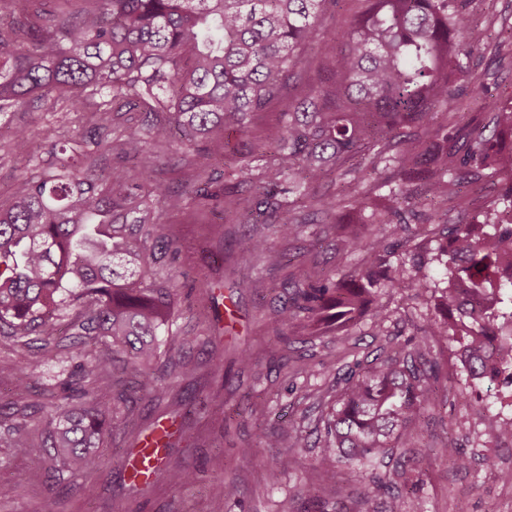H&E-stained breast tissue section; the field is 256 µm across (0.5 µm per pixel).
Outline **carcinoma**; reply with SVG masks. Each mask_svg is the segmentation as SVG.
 I'll list each match as a JSON object with an SVG mask.
<instances>
[{
    "label": "carcinoma",
    "instance_id": "cac0c4a2",
    "mask_svg": "<svg viewBox=\"0 0 512 512\" xmlns=\"http://www.w3.org/2000/svg\"><path fill=\"white\" fill-rule=\"evenodd\" d=\"M342 0H0V115L30 116L10 131L9 148L47 145L37 172L21 179L11 203L0 205V333L15 340L20 358L0 365V382L21 396L37 350L67 370L58 385L68 396L45 407L41 438L33 436L27 406L0 404V433L15 454L47 459L60 482L94 468L117 415L132 416L134 394L164 398L173 374H187L185 346L196 336H173L171 372L157 371V337L174 311L173 268L179 252L171 227L152 201L185 208L157 179L174 142L191 149L187 165L205 187L194 201L211 213H235L252 231L237 240L244 263L291 264L274 255L263 227L298 238L320 215L337 226L340 242L362 252L352 274H329L300 261L288 302L273 318L277 339L286 329L347 327L370 316L382 333L391 312L377 304L379 287L429 297L438 312L401 347L399 357L375 359L350 374L327 415L316 468L320 481L305 500L328 504V486L346 463H373L394 453L407 429L421 426L435 401V365L422 362L429 340L458 344L456 355L473 380L512 385V102L467 81L464 60L475 51L470 0H365L347 27L322 20ZM320 42L341 48L313 81L299 71L303 48ZM470 96L487 110L462 124L457 103ZM282 104L280 122L235 157L229 182L209 190L215 163L227 156L217 128L248 127ZM79 112L96 145L117 161L97 169L82 137L40 127L44 112ZM144 114L141 124L112 139L114 117ZM490 180L504 190L484 212L447 228L449 243L419 227L435 223L436 206ZM348 184L341 192L322 185ZM357 213L389 234L365 238L343 226ZM415 243L412 268L393 261L395 248ZM448 285L430 289L433 263ZM72 327L71 351L58 357L34 336ZM92 336L112 349L86 348ZM304 440L300 421L263 435L280 448L264 480L288 473V440ZM458 468L469 457L448 443L433 461ZM157 473L177 485L191 477L161 461ZM423 483L401 472L372 473L368 485L389 498V512H420L404 494Z\"/></svg>",
    "mask_w": 512,
    "mask_h": 512
}]
</instances>
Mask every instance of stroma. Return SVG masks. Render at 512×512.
Masks as SVG:
<instances>
[{
	"mask_svg": "<svg viewBox=\"0 0 512 512\" xmlns=\"http://www.w3.org/2000/svg\"><path fill=\"white\" fill-rule=\"evenodd\" d=\"M8 116L0 128V203H6L18 181L36 168L44 151L35 141L28 153L8 149ZM161 219L173 225L181 249L178 269L189 277L206 276L212 296L200 292L180 294L173 311L175 331L199 335V343L184 350L191 366L189 375L177 377L162 401L142 398L135 411V425H118L101 448L93 471L70 483L52 480L48 466L35 459L13 455L6 439H0V483L14 487L12 498L0 500V512H44L46 498L57 502L56 512H306L301 492L314 477L317 444L324 435L326 415L346 385L351 372L373 358L393 354L398 343L423 329L430 316L424 299L409 292L384 288L379 304L392 312L386 335H375L370 321L347 331L329 330L318 336H292L289 344L274 338L271 317L288 299L283 283L287 269L262 264L252 269L241 264L235 239L238 224L214 223L210 213L188 205L184 212L156 203ZM320 234L315 255L326 271L356 269L359 252L335 250V234L321 226H307L296 240L271 237L274 252L296 253L308 248L313 234ZM223 350V365H215L212 353ZM453 344L434 341L429 358L439 373V392L425 413L421 430L406 434L385 471L404 466L419 469L422 459L446 443H454L471 459L470 469L456 468L440 460L423 476L417 494L423 512H512V441L494 439L492 418H512V389L507 385H473L456 361ZM252 353L255 364L242 368V353ZM336 361L335 374L323 373L322 360ZM488 395L489 410L475 411L464 395L470 391ZM232 417L229 428L212 419L215 408ZM303 420L311 442L295 449L291 469L282 481L266 484L264 472L274 449L257 437L264 429L280 430ZM179 428L165 450L168 461L193 473L192 483L176 487L163 477L145 486L131 481L121 460L137 447L158 422ZM234 482L236 491L226 500L214 499L212 483Z\"/></svg>",
	"mask_w": 512,
	"mask_h": 512,
	"instance_id": "stroma-1",
	"label": "stroma"
}]
</instances>
